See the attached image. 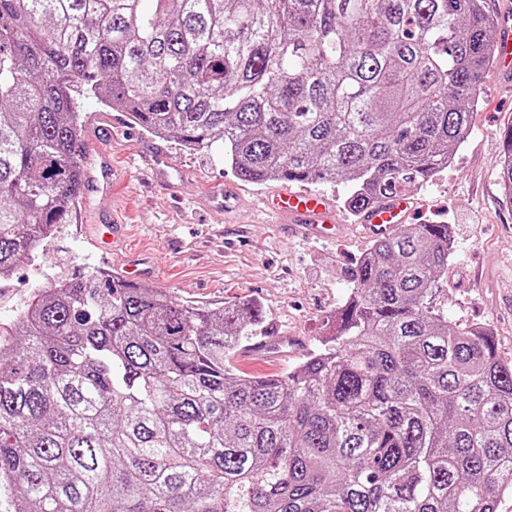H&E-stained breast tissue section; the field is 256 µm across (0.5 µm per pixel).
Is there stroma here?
Returning <instances> with one entry per match:
<instances>
[{
	"label": "stroma",
	"instance_id": "stroma-1",
	"mask_svg": "<svg viewBox=\"0 0 512 512\" xmlns=\"http://www.w3.org/2000/svg\"><path fill=\"white\" fill-rule=\"evenodd\" d=\"M471 130L448 170L414 188L418 224H446L452 263L441 301L452 325H487L499 352L512 362V204L498 180L502 131L512 125V78L489 68L479 87ZM79 146L112 136V161L127 177L112 189L131 235L124 252L103 258L85 233L90 212L103 208L100 194L85 190L71 221L34 264L0 282V323L9 324L37 288L59 272L116 271L131 259L146 266L143 285L178 301L222 308L248 299L261 304L267 326L300 337L306 350L321 347L352 287L359 257L370 246L356 217L344 207L348 186L315 183L336 204L344 229L331 242L288 238L272 224H254L253 206L279 181L255 185L238 178L217 149L188 150L167 141L173 167L168 181L154 179L145 158L157 137L127 113L82 101ZM234 187L238 212L229 216L220 191Z\"/></svg>",
	"mask_w": 512,
	"mask_h": 512
}]
</instances>
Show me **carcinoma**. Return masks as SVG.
Listing matches in <instances>:
<instances>
[{"mask_svg":"<svg viewBox=\"0 0 512 512\" xmlns=\"http://www.w3.org/2000/svg\"><path fill=\"white\" fill-rule=\"evenodd\" d=\"M483 0H0V279L68 223L80 98L243 180L349 184L360 214L448 169L493 64ZM500 171L512 203V125ZM448 225L358 260L336 329L292 370L235 372L265 322L101 272L0 328L12 512H498L512 364L452 327Z\"/></svg>","mask_w":512,"mask_h":512,"instance_id":"cac0c4a2","label":"carcinoma"}]
</instances>
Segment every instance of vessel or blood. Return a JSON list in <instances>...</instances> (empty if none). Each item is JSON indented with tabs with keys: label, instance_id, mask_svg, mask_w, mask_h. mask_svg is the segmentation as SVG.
Listing matches in <instances>:
<instances>
[{
	"label": "vessel or blood",
	"instance_id": "obj_1",
	"mask_svg": "<svg viewBox=\"0 0 512 512\" xmlns=\"http://www.w3.org/2000/svg\"><path fill=\"white\" fill-rule=\"evenodd\" d=\"M496 21L500 31L496 56L502 71L512 74V12H499ZM95 159L94 166L84 168V177L95 192L105 198L111 197L112 186L117 180L112 155L110 151L100 149L96 151ZM415 205V198L409 194L394 195L381 204L367 207L359 221L369 233L387 235L405 223ZM263 210L270 223L278 225L291 238L332 235L339 229L328 200L303 189L286 188L267 196ZM301 345L297 337L275 333L243 346L236 355V361L242 367L262 362L275 364L286 359L289 351L299 350Z\"/></svg>",
	"mask_w": 512,
	"mask_h": 512
}]
</instances>
